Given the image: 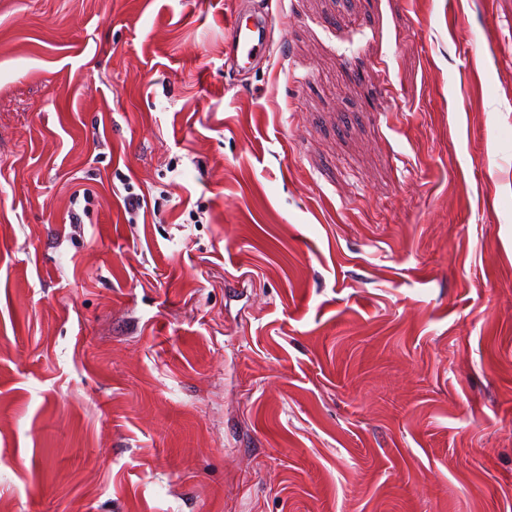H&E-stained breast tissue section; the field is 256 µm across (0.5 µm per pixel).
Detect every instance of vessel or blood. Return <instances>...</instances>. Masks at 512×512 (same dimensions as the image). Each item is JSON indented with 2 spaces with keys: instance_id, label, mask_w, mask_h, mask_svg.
Here are the masks:
<instances>
[{
  "instance_id": "b4317fda",
  "label": "vessel or blood",
  "mask_w": 512,
  "mask_h": 512,
  "mask_svg": "<svg viewBox=\"0 0 512 512\" xmlns=\"http://www.w3.org/2000/svg\"><path fill=\"white\" fill-rule=\"evenodd\" d=\"M272 38V20L268 15L241 8L232 15L224 38L229 63L247 68L268 53Z\"/></svg>"
}]
</instances>
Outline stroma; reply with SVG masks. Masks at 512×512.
<instances>
[{
	"label": "stroma",
	"mask_w": 512,
	"mask_h": 512,
	"mask_svg": "<svg viewBox=\"0 0 512 512\" xmlns=\"http://www.w3.org/2000/svg\"><path fill=\"white\" fill-rule=\"evenodd\" d=\"M248 2L0 0V512H512V0ZM272 19L266 14L240 8L232 15L224 38L229 63L240 69L269 53Z\"/></svg>",
	"instance_id": "obj_1"
}]
</instances>
